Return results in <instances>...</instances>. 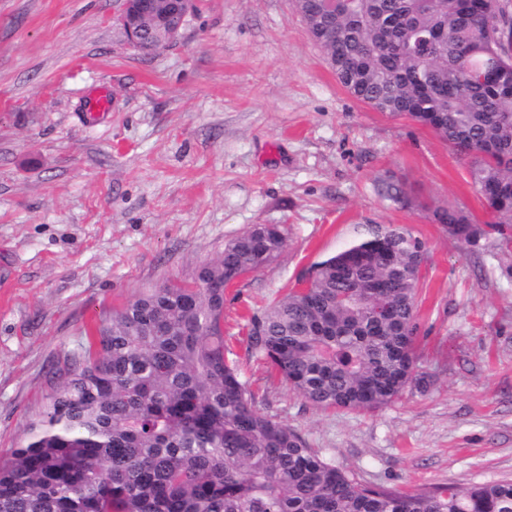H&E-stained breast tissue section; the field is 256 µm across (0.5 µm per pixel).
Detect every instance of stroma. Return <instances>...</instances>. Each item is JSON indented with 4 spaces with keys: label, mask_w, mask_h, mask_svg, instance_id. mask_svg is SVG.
<instances>
[{
    "label": "stroma",
    "mask_w": 512,
    "mask_h": 512,
    "mask_svg": "<svg viewBox=\"0 0 512 512\" xmlns=\"http://www.w3.org/2000/svg\"><path fill=\"white\" fill-rule=\"evenodd\" d=\"M120 4L0 0V462L90 328L275 224L280 256L224 292V352L257 409L369 483L512 479V243L468 246L432 217L451 205L487 221L469 162L353 98L294 0H198L152 55L128 46ZM100 87L111 109L93 116ZM390 183L406 205L382 196ZM369 224L427 244V386L377 409L321 410L248 352V319Z\"/></svg>",
    "instance_id": "stroma-1"
}]
</instances>
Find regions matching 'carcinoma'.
<instances>
[{"mask_svg": "<svg viewBox=\"0 0 512 512\" xmlns=\"http://www.w3.org/2000/svg\"><path fill=\"white\" fill-rule=\"evenodd\" d=\"M301 18L342 86L430 128L473 159L489 221L438 208L475 245L512 230V0H346ZM256 225L192 283L119 309L58 377L41 418L0 463V512H512V480L405 493L372 487L260 412L224 355V281L279 256ZM426 243L368 224L249 318L248 349L320 409H373L420 387L416 292Z\"/></svg>", "mask_w": 512, "mask_h": 512, "instance_id": "cac0c4a2", "label": "carcinoma"}]
</instances>
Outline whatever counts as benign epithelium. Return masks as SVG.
<instances>
[{
  "label": "benign epithelium",
  "instance_id": "benign-epithelium-1",
  "mask_svg": "<svg viewBox=\"0 0 512 512\" xmlns=\"http://www.w3.org/2000/svg\"><path fill=\"white\" fill-rule=\"evenodd\" d=\"M191 0H146L137 5H128V11L120 23L130 43L135 44L144 32L166 46L177 41L181 26L179 19L189 11Z\"/></svg>",
  "mask_w": 512,
  "mask_h": 512
}]
</instances>
